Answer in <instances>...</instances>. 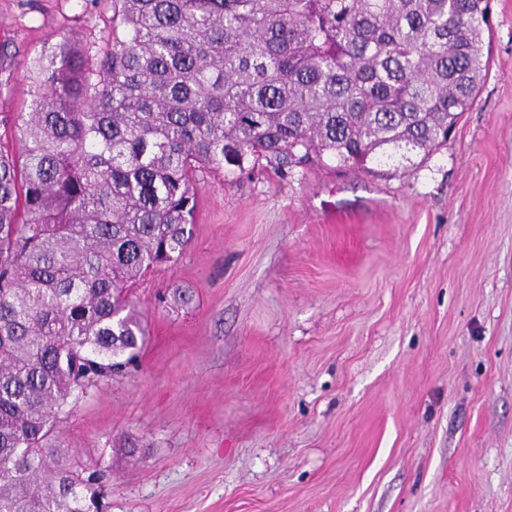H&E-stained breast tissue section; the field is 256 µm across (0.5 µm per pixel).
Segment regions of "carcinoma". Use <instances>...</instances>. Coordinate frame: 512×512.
<instances>
[{
	"label": "carcinoma",
	"instance_id": "carcinoma-1",
	"mask_svg": "<svg viewBox=\"0 0 512 512\" xmlns=\"http://www.w3.org/2000/svg\"><path fill=\"white\" fill-rule=\"evenodd\" d=\"M489 0H112V44L29 66L0 151V512H102L53 443L131 364L132 284L178 261L196 176L425 161L489 69Z\"/></svg>",
	"mask_w": 512,
	"mask_h": 512
}]
</instances>
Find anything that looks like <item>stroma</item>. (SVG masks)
Instances as JSON below:
<instances>
[{"instance_id":"stroma-1","label":"stroma","mask_w":512,"mask_h":512,"mask_svg":"<svg viewBox=\"0 0 512 512\" xmlns=\"http://www.w3.org/2000/svg\"><path fill=\"white\" fill-rule=\"evenodd\" d=\"M490 10L489 73L422 164L199 174L183 258L131 288L136 366L56 429L107 512H512V0ZM72 32L107 50L112 0H0V150Z\"/></svg>"}]
</instances>
